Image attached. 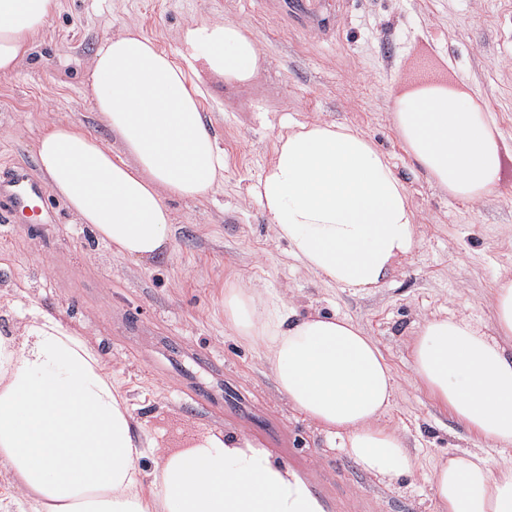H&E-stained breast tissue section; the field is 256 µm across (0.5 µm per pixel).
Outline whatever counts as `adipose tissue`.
I'll return each instance as SVG.
<instances>
[{
  "label": "adipose tissue",
  "instance_id": "ef3b65f1",
  "mask_svg": "<svg viewBox=\"0 0 512 512\" xmlns=\"http://www.w3.org/2000/svg\"><path fill=\"white\" fill-rule=\"evenodd\" d=\"M58 0H0V74L10 75ZM266 62L241 23L187 26L177 53L133 28L106 37L91 62L95 110L121 143L55 123L36 163L51 191L114 256L146 260L171 241L173 198L203 199L224 177L223 149L201 112L202 69L246 82ZM408 156L449 197L499 191L500 133L492 113L443 79L391 98ZM267 224L309 273L367 292L422 239L388 157L346 124L315 121L277 134L251 189ZM492 323L434 316L410 358L423 387L478 441L435 463L436 512H512V280L493 295ZM21 334L0 332V463L37 512H325L305 482L242 434L204 432L139 462L149 443L122 386L95 347L33 308ZM224 325L270 366L278 392L362 471L381 480L423 464L388 414L400 387L378 341L343 316L297 315L278 294L224 291Z\"/></svg>",
  "mask_w": 512,
  "mask_h": 512
}]
</instances>
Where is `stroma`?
I'll list each match as a JSON object with an SVG mask.
<instances>
[{
  "instance_id": "1",
  "label": "stroma",
  "mask_w": 512,
  "mask_h": 512,
  "mask_svg": "<svg viewBox=\"0 0 512 512\" xmlns=\"http://www.w3.org/2000/svg\"><path fill=\"white\" fill-rule=\"evenodd\" d=\"M201 20H233L267 58L250 81L204 79L202 110L227 169L209 199H174L169 251L114 257L90 225L47 195L49 223L0 222V329L22 332L39 306L86 338L120 381L145 435L171 446L203 431L259 441L324 492L325 512H435L424 478L377 479L292 409L268 364L224 326V288L276 291L301 311L337 313L375 336L401 390L390 411L426 464L472 448L468 432L414 378L415 330L435 313L487 321L512 280V0H59L9 76H0V169L40 180L35 149L52 123L120 144L87 92L101 39L137 28L170 53ZM468 86L505 143L500 192L472 206L415 166L392 121L390 95L416 79ZM353 126L390 159L412 199L422 246L378 288H329L288 255L250 195L285 126ZM278 425L272 441L263 428Z\"/></svg>"
}]
</instances>
